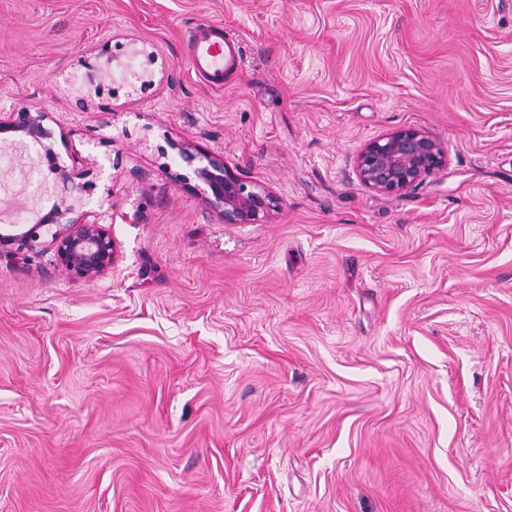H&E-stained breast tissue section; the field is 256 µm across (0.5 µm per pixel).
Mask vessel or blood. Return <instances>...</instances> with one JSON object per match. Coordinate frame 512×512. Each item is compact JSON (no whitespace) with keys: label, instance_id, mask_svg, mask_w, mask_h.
I'll return each mask as SVG.
<instances>
[{"label":"vessel or blood","instance_id":"obj_1","mask_svg":"<svg viewBox=\"0 0 512 512\" xmlns=\"http://www.w3.org/2000/svg\"><path fill=\"white\" fill-rule=\"evenodd\" d=\"M188 59L196 76L214 88L223 87L227 76L241 68L243 47L234 33L206 25L188 40Z\"/></svg>","mask_w":512,"mask_h":512}]
</instances>
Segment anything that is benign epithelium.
Wrapping results in <instances>:
<instances>
[{
    "label": "benign epithelium",
    "mask_w": 512,
    "mask_h": 512,
    "mask_svg": "<svg viewBox=\"0 0 512 512\" xmlns=\"http://www.w3.org/2000/svg\"><path fill=\"white\" fill-rule=\"evenodd\" d=\"M48 114L21 108L0 113V142L29 141L42 150L54 170L52 203L33 208L23 224L0 225V253L22 250L51 233L50 247L56 262L69 276L91 280L105 274L117 258L109 229L77 213L91 186L73 171L57 164L46 127ZM196 169L209 190L208 201L226 224H251L266 208V196L248 188L245 180L224 167L214 156ZM447 163L443 143L416 129L392 131L365 144L356 160L360 180L387 194L400 193L434 175Z\"/></svg>",
    "instance_id": "1"
}]
</instances>
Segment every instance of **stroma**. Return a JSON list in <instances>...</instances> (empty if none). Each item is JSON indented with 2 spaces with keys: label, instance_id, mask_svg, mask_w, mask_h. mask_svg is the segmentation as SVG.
Returning <instances> with one entry per match:
<instances>
[{
  "label": "stroma",
  "instance_id": "1",
  "mask_svg": "<svg viewBox=\"0 0 512 512\" xmlns=\"http://www.w3.org/2000/svg\"><path fill=\"white\" fill-rule=\"evenodd\" d=\"M231 30L213 89L184 47ZM134 57L145 83L89 84ZM112 269L0 255V512H512V0H0ZM400 128L448 163L354 161ZM267 195L227 224L176 151ZM34 150L0 147V216ZM187 53L194 74L214 88H223L227 76L243 63L240 41L221 26L199 27L188 40ZM446 163L440 140L420 130L400 129L365 144L356 171L366 186L394 194L434 175Z\"/></svg>",
  "mask_w": 512,
  "mask_h": 512
}]
</instances>
